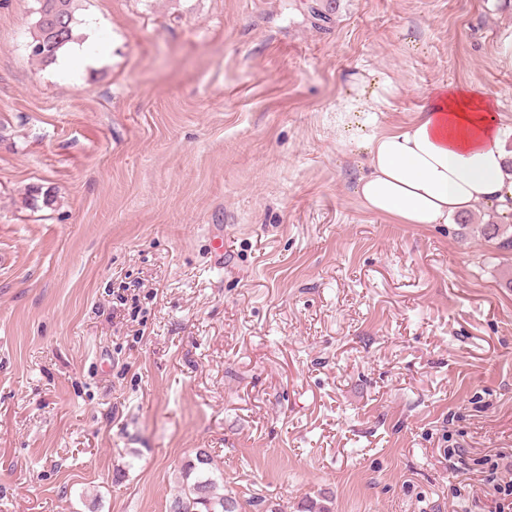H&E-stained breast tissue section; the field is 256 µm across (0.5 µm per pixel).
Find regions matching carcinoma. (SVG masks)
<instances>
[{
  "label": "carcinoma",
  "instance_id": "cac0c4a2",
  "mask_svg": "<svg viewBox=\"0 0 512 512\" xmlns=\"http://www.w3.org/2000/svg\"><path fill=\"white\" fill-rule=\"evenodd\" d=\"M73 2L35 0L37 19L28 42L33 58L52 64L68 47L82 42ZM481 233L496 249L512 251V224H485ZM181 479V489L170 501L169 512H239L237 500L221 493L224 474H216L208 453L201 452L184 464Z\"/></svg>",
  "mask_w": 512,
  "mask_h": 512
}]
</instances>
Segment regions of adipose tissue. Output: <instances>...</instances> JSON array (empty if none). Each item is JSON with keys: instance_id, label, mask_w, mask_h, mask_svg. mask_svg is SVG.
<instances>
[{"instance_id": "obj_1", "label": "adipose tissue", "mask_w": 512, "mask_h": 512, "mask_svg": "<svg viewBox=\"0 0 512 512\" xmlns=\"http://www.w3.org/2000/svg\"><path fill=\"white\" fill-rule=\"evenodd\" d=\"M394 94L389 76L355 73L339 107L342 118L355 120L342 147L366 152L356 190L363 205L400 224H446L483 206L511 212L512 175L495 103L440 83L410 124L380 130L377 114Z\"/></svg>"}]
</instances>
